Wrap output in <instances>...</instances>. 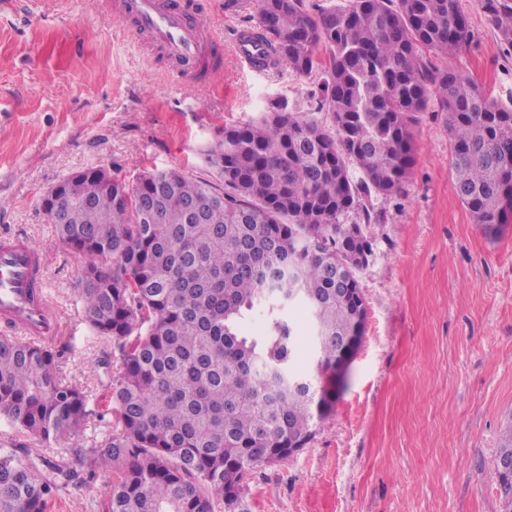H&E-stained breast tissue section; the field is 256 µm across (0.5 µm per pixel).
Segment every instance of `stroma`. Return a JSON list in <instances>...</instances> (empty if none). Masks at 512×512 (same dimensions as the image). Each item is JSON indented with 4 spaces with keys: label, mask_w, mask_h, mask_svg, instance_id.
Listing matches in <instances>:
<instances>
[{
    "label": "stroma",
    "mask_w": 512,
    "mask_h": 512,
    "mask_svg": "<svg viewBox=\"0 0 512 512\" xmlns=\"http://www.w3.org/2000/svg\"><path fill=\"white\" fill-rule=\"evenodd\" d=\"M191 5L228 44L256 23L254 0ZM459 5L474 40L448 65L511 106L512 48L481 0ZM178 71L161 52L142 55L95 0H0V237L42 251L61 373L86 392L91 411L61 447H18L0 422L1 449L74 470L58 477L48 512H106L104 488L120 470L87 477L82 451L116 427L107 383L119 360L83 320L81 259L49 224L44 194L89 167L129 184L154 169L216 181L207 153L224 127L257 119L275 98L329 122L309 98L318 75L253 71L229 48L206 83ZM414 136L402 193L373 199L382 219L363 226L373 244L357 273L365 335L336 411L299 453L250 476L236 512H504L493 461L512 426V223L487 235L459 201L452 135L437 104L421 113Z\"/></svg>",
    "instance_id": "35a3bbf8"
}]
</instances>
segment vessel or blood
I'll return each mask as SVG.
<instances>
[{
	"instance_id": "obj_1",
	"label": "vessel or blood",
	"mask_w": 512,
	"mask_h": 512,
	"mask_svg": "<svg viewBox=\"0 0 512 512\" xmlns=\"http://www.w3.org/2000/svg\"><path fill=\"white\" fill-rule=\"evenodd\" d=\"M98 7L115 22L130 25L129 35L143 51L158 48L184 62L183 78H197L217 65L209 38L163 0H98ZM43 270V255L33 245L19 239L0 242V326L46 345L57 335L58 321L35 286Z\"/></svg>"
}]
</instances>
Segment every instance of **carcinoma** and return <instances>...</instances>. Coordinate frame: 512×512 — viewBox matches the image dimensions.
<instances>
[{
    "label": "carcinoma",
    "instance_id": "cac0c4a2",
    "mask_svg": "<svg viewBox=\"0 0 512 512\" xmlns=\"http://www.w3.org/2000/svg\"><path fill=\"white\" fill-rule=\"evenodd\" d=\"M250 42L261 69L301 75L330 50L318 84L329 126L288 99L224 128L208 154L224 182L177 170L112 189L63 178L60 241L82 264L86 323L112 341L117 427L89 445L88 473L122 466L107 512H215L237 503L248 476L305 447L338 400V339L356 322L357 243L344 217L379 221L372 198L400 194L414 164L413 128L431 98L454 140L455 192L491 233L512 217V107L431 57L471 45L459 0H345L309 15L302 0H256ZM512 47V0H481ZM360 172L355 179L351 169ZM224 193V204L210 196ZM303 306L315 364L288 386L294 357L286 309ZM261 314L265 330L249 332ZM58 350L0 336V421L48 447L78 434L88 397L58 375ZM0 454V512H46L58 485L40 466Z\"/></svg>",
    "mask_w": 512,
    "mask_h": 512
}]
</instances>
